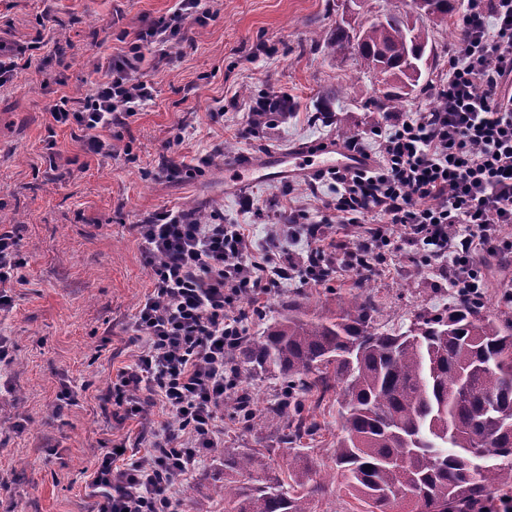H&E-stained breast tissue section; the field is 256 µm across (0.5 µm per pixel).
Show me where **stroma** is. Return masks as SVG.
I'll return each mask as SVG.
<instances>
[{
    "label": "stroma",
    "instance_id": "1",
    "mask_svg": "<svg viewBox=\"0 0 512 512\" xmlns=\"http://www.w3.org/2000/svg\"><path fill=\"white\" fill-rule=\"evenodd\" d=\"M174 0H0V40L18 49V70L0 86V232L9 231L28 261L0 315L12 363L0 369V512H91L89 486L97 461L115 443L133 445L141 421L110 403L119 371L138 351L134 315L151 288L152 271L132 231L156 212L193 209L228 224L247 225L262 252L272 222L296 202L309 208L336 194L329 180L308 192L309 178L226 181L227 159L338 140V125L359 134L385 120L378 81L349 54L331 55L324 42L340 26H359L411 0H205L201 20H187L171 54L145 63L152 98L112 128V152L93 155L79 129L56 124L51 107L81 97L102 67L146 23L168 16ZM431 54L402 109L429 107L433 85L448 76L460 29L426 21ZM262 95L288 97L292 108L274 114L250 140L236 131ZM223 117H215L216 109ZM335 113L337 125L317 120ZM210 162L194 176L168 178L170 160ZM257 208L245 211L244 197ZM512 269L492 265L482 313L512 322L502 296ZM344 268L320 286L287 283L264 300L249 325L257 336L298 304L335 310L354 293ZM378 307V326H406L415 314L439 311L457 299L436 265L416 247L391 253L366 286ZM71 401L59 398L63 386ZM304 416L316 429L305 447L330 467L340 422L334 395L307 397ZM264 448L280 465L288 450L267 428L241 427L224 413V442L211 451ZM184 512H224L210 464L186 482Z\"/></svg>",
    "mask_w": 512,
    "mask_h": 512
}]
</instances>
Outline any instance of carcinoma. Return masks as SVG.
Wrapping results in <instances>:
<instances>
[{
  "label": "carcinoma",
  "mask_w": 512,
  "mask_h": 512,
  "mask_svg": "<svg viewBox=\"0 0 512 512\" xmlns=\"http://www.w3.org/2000/svg\"><path fill=\"white\" fill-rule=\"evenodd\" d=\"M413 11L389 12L359 29H337L332 55L350 53L385 88L380 110L403 102L419 77L409 73L428 45L422 22H448L464 0H435ZM372 298L360 291L330 316L299 306L249 338L242 356L249 371L278 373L286 386L269 415L283 418L282 443L296 445L288 469L254 449L224 454L213 476L224 480V512H311L325 487L312 480L314 463L299 447L312 427L301 398L336 394L343 413L336 473L369 512L420 510L427 496L444 512H473L492 486L512 484V324L481 314L467 302L446 313L422 311L404 330H380ZM224 407L253 408L245 388Z\"/></svg>",
  "instance_id": "carcinoma-1"
}]
</instances>
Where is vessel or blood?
Instances as JSON below:
<instances>
[{"label":"vessel or blood","mask_w":512,"mask_h":512,"mask_svg":"<svg viewBox=\"0 0 512 512\" xmlns=\"http://www.w3.org/2000/svg\"><path fill=\"white\" fill-rule=\"evenodd\" d=\"M362 165L363 161L360 156L354 155L340 146L327 144L324 146L314 145L285 154L275 153L258 163L242 158L226 163L225 169L230 172L231 176L239 179L259 170L264 172L266 179L276 180L282 178L284 173L293 170H355L361 168Z\"/></svg>","instance_id":"b4317fda"}]
</instances>
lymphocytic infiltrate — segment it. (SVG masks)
<instances>
[{
    "label": "lymphocytic infiltrate",
    "mask_w": 512,
    "mask_h": 512,
    "mask_svg": "<svg viewBox=\"0 0 512 512\" xmlns=\"http://www.w3.org/2000/svg\"><path fill=\"white\" fill-rule=\"evenodd\" d=\"M199 7L200 0H176L170 16L110 58L105 78L82 99L61 98L54 122L77 126L87 152H111L105 130L151 98L141 73L146 58L167 57ZM458 25L434 105L390 113L371 141L346 138V149L369 165L331 171L336 196L322 209H289L290 226L312 243L306 260L289 258L277 226L255 255L243 225L186 210L135 225L152 289L134 317L140 352L120 371L112 396L143 421L144 452L105 453L92 478L95 512H180L185 483L224 439V399L239 384L232 356L248 337L242 299L257 306L284 282L329 280L333 225L352 230L343 263L357 284L406 242L441 265L457 298L482 300L484 259L512 258V0H467ZM24 266L14 236L0 232L1 312L11 309Z\"/></svg>",
    "instance_id": "1"
}]
</instances>
